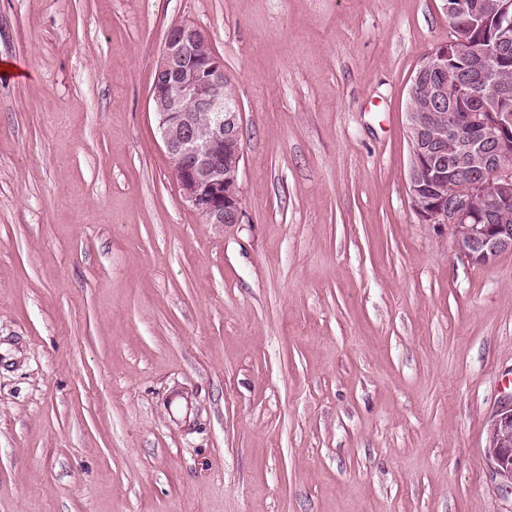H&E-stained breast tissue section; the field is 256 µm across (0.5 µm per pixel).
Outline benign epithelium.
<instances>
[{
	"label": "benign epithelium",
	"mask_w": 512,
	"mask_h": 512,
	"mask_svg": "<svg viewBox=\"0 0 512 512\" xmlns=\"http://www.w3.org/2000/svg\"><path fill=\"white\" fill-rule=\"evenodd\" d=\"M512 14L509 0H448L471 38L488 36L483 21ZM460 41L450 37L421 61L413 80L436 79L429 93L407 108L409 188L425 224L448 232L457 253L488 264L512 252V109L455 112L461 98L485 97L489 87L512 91V75L478 57L461 64ZM453 73V82L445 76ZM151 98L172 172L185 202L207 224H238L242 129L224 58L198 26L182 23L167 33ZM494 206L481 213L478 202ZM512 431V403L493 419ZM493 471L512 483V448L489 453Z\"/></svg>",
	"instance_id": "1"
}]
</instances>
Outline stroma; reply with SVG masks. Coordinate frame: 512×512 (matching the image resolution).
I'll use <instances>...</instances> for the list:
<instances>
[{
  "instance_id": "obj_1",
  "label": "stroma",
  "mask_w": 512,
  "mask_h": 512,
  "mask_svg": "<svg viewBox=\"0 0 512 512\" xmlns=\"http://www.w3.org/2000/svg\"><path fill=\"white\" fill-rule=\"evenodd\" d=\"M182 22L240 103L238 224L158 131ZM448 32L447 0H0V512H512V252L467 263L408 185ZM491 427L498 433L504 434L505 437H507L510 430L512 431V394L510 395V404L508 406L505 405L501 412L493 419ZM497 432H493L489 428V451L493 450L494 447L492 446L498 445L500 441V438L497 437ZM487 459L497 475L512 483V448H497Z\"/></svg>"
}]
</instances>
